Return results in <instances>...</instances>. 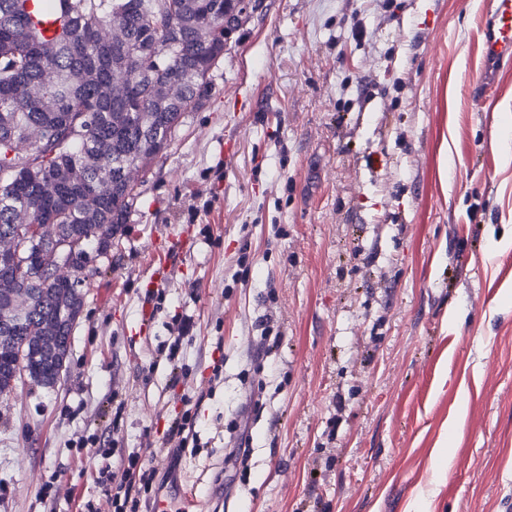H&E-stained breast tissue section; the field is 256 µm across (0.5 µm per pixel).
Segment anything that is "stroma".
<instances>
[{
    "mask_svg": "<svg viewBox=\"0 0 512 512\" xmlns=\"http://www.w3.org/2000/svg\"><path fill=\"white\" fill-rule=\"evenodd\" d=\"M488 3L261 0L136 173L66 373L0 397V512H112L96 439L152 459L161 496L211 491L230 512H501L512 68L472 102ZM170 235L188 244L148 287ZM182 318L175 385L158 347ZM187 410L193 455L164 445Z\"/></svg>",
    "mask_w": 512,
    "mask_h": 512,
    "instance_id": "35a3bbf8",
    "label": "stroma"
}]
</instances>
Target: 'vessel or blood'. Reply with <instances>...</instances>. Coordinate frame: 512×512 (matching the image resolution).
Here are the masks:
<instances>
[{"instance_id":"1","label":"vessel or blood","mask_w":512,"mask_h":512,"mask_svg":"<svg viewBox=\"0 0 512 512\" xmlns=\"http://www.w3.org/2000/svg\"><path fill=\"white\" fill-rule=\"evenodd\" d=\"M512 59V0H491L486 14L485 39L483 44V63L472 75L474 88L495 82L498 72L505 61ZM178 243L153 250L150 283L161 286L169 271V261L178 250Z\"/></svg>"}]
</instances>
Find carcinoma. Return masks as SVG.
<instances>
[{
    "label": "carcinoma",
    "instance_id": "1",
    "mask_svg": "<svg viewBox=\"0 0 512 512\" xmlns=\"http://www.w3.org/2000/svg\"><path fill=\"white\" fill-rule=\"evenodd\" d=\"M243 0H0V240L30 212L44 231L21 258H0V395L11 393L16 352L31 380L52 387L106 253L136 196L127 170L145 172L210 88ZM126 19L120 36L112 18ZM121 81L125 97H112ZM176 84L173 99L155 96ZM51 94L42 110L32 90ZM39 128L41 143L28 130ZM70 244L72 279L49 278L56 244Z\"/></svg>",
    "mask_w": 512,
    "mask_h": 512
}]
</instances>
